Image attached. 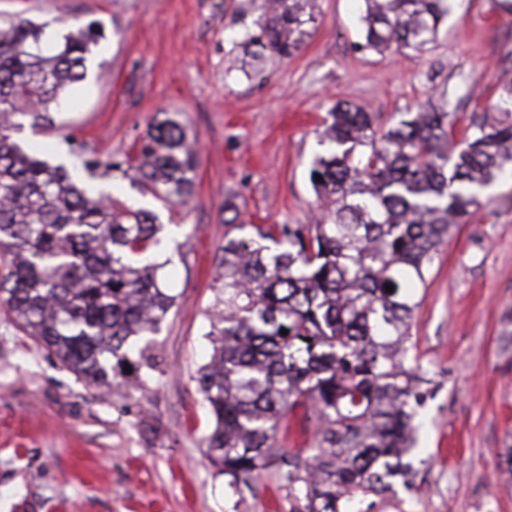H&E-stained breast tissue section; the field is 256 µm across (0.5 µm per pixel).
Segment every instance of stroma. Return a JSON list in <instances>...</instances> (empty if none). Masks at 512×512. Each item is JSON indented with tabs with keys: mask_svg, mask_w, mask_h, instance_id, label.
<instances>
[{
	"mask_svg": "<svg viewBox=\"0 0 512 512\" xmlns=\"http://www.w3.org/2000/svg\"><path fill=\"white\" fill-rule=\"evenodd\" d=\"M244 0H0V19L61 31L99 22L86 81L62 125L15 137L69 160L66 136L100 158H125L161 112L179 113L199 152L187 204L170 207L120 180L119 197L168 226L175 305L152 369L109 387L79 379L18 329L0 305V512H289L275 469L233 492L205 456L212 417L195 381L206 337L225 204L241 224H313L309 181L317 131L340 101L384 118L468 83L471 108L499 95L512 62L507 0H455L423 52L357 51L362 0H319L292 57L250 66L236 33L253 29ZM459 224L419 289L412 356L429 381L413 489L367 496L363 512H512V174Z\"/></svg>",
	"mask_w": 512,
	"mask_h": 512,
	"instance_id": "obj_1",
	"label": "stroma"
}]
</instances>
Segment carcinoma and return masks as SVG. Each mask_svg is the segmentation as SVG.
I'll return each instance as SVG.
<instances>
[{
  "label": "carcinoma",
  "instance_id": "obj_1",
  "mask_svg": "<svg viewBox=\"0 0 512 512\" xmlns=\"http://www.w3.org/2000/svg\"><path fill=\"white\" fill-rule=\"evenodd\" d=\"M453 0H363L358 47L424 51ZM242 44L288 57L310 36L316 0H262ZM99 34L75 24L47 53L30 20L0 24V294L17 326L78 378L110 384L146 349L175 305L158 260L163 225L85 178L117 172L170 204L191 197L198 151L176 112L151 122L123 161L73 169L12 138L18 118L53 126L66 91L87 77ZM504 96L467 111L473 89L394 122L347 102L326 113L309 180L315 224H237L224 233L213 354L196 376L214 421L209 462L250 485L271 466L293 488L290 512H360L361 498L410 485L417 417L429 383L408 364L416 289L442 245L512 169V73ZM322 181H317L315 175ZM394 287L387 292L386 286ZM287 334H281V330ZM312 435L310 454L278 441L283 419Z\"/></svg>",
  "mask_w": 512,
  "mask_h": 512
}]
</instances>
